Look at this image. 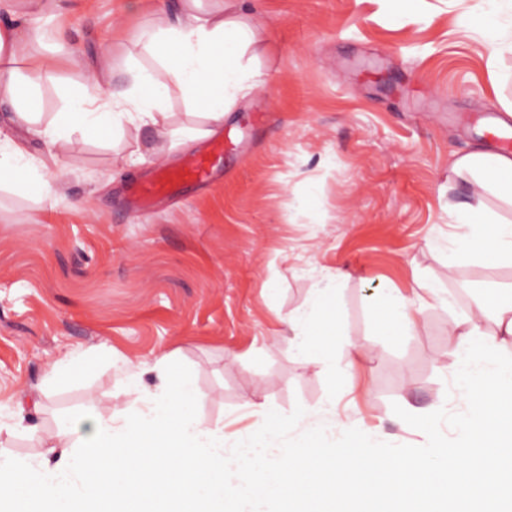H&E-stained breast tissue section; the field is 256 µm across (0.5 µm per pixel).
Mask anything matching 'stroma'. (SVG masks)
<instances>
[{
  "mask_svg": "<svg viewBox=\"0 0 512 512\" xmlns=\"http://www.w3.org/2000/svg\"><path fill=\"white\" fill-rule=\"evenodd\" d=\"M251 5L264 85L217 128L224 151L208 184L136 217L125 189L154 164L114 176L124 140L91 138L68 157L56 206L0 190L1 452L40 459L58 416L91 397L122 416L127 371L142 368L143 385L156 388L152 365L169 353L195 382L200 420L222 425L228 448L267 416L319 412L333 392L350 424L331 436L341 448L359 425L373 452L416 453L429 437L408 424L410 410L444 404L449 425L463 417L448 314L512 283V267L452 269L431 244L469 233L449 224L450 206L471 199L452 163L496 151L481 118L512 117V53L483 36L484 0H409L402 18L383 0ZM59 8L64 34L47 48L90 64L108 50L122 65L131 33L153 18V0L136 15L126 0ZM339 270L341 334L327 371L318 352L296 357L285 321ZM421 280L450 305L428 302L414 335L381 343L376 290L408 293ZM73 353L92 372L52 385L51 366ZM248 400L258 408L245 415ZM20 402L37 434L14 429Z\"/></svg>",
  "mask_w": 512,
  "mask_h": 512,
  "instance_id": "stroma-1",
  "label": "stroma"
}]
</instances>
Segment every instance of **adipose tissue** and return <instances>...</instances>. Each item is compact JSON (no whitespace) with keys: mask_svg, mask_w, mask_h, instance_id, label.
Here are the masks:
<instances>
[{"mask_svg":"<svg viewBox=\"0 0 512 512\" xmlns=\"http://www.w3.org/2000/svg\"><path fill=\"white\" fill-rule=\"evenodd\" d=\"M14 6V0H0L7 16L0 25V105H10L12 128L0 133V186L39 202L60 198L69 173L65 157L80 141L148 126L172 147L188 148L209 137L244 92L261 84L247 57L259 41L248 0H156L155 21L133 41L142 54L128 57L118 84L111 54L91 69L82 56L44 52L46 33ZM64 66L84 79L67 89L64 111L43 121L39 89L57 82ZM176 96L204 124L173 127ZM24 132L39 135L40 155L26 150ZM453 170L472 181V202L452 213L454 223L472 233L446 248L449 267L465 260L512 266V224L496 220L481 203L489 191L512 204V158L472 152L457 158ZM339 280L329 275L327 286L287 320L296 352L317 350L327 367L339 334ZM419 288L411 297L381 289L380 335L414 334L420 305L436 294L427 283ZM491 316L512 337V289L448 319L466 414L450 440L438 426L446 407L430 421L413 416V425L431 439L424 453L399 449L377 456L364 441L325 446L324 431L343 426L331 403L324 418H297L308 434L298 446H284L288 424L276 417L226 449L223 428L205 426L196 415L190 375L169 376L173 359L165 356L156 365L162 377L156 391L144 389L140 374L128 376L126 389L140 393L141 401L121 420L99 411L65 418L40 460L0 455V512H438L443 505L448 512H512V360L494 357L486 346L484 324Z\"/></svg>","mask_w":512,"mask_h":512,"instance_id":"obj_1","label":"adipose tissue"}]
</instances>
